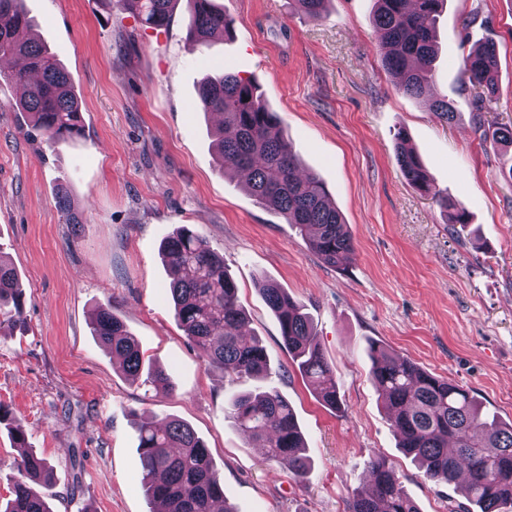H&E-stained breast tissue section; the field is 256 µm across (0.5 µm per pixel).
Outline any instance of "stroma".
I'll list each match as a JSON object with an SVG mask.
<instances>
[{
	"label": "stroma",
	"mask_w": 512,
	"mask_h": 512,
	"mask_svg": "<svg viewBox=\"0 0 512 512\" xmlns=\"http://www.w3.org/2000/svg\"><path fill=\"white\" fill-rule=\"evenodd\" d=\"M232 37L197 47L185 0L153 29L115 0H26L30 38L68 72L83 130L46 142L27 133L22 91L0 80V254L24 287L25 331L0 336V407L27 434L18 448L0 424V504L23 450L52 467L53 512H156L141 484L137 423L188 422L209 448L237 512H347L370 456L387 459L420 512H469L458 483H437L398 446L373 385L378 342L423 370L470 388L512 421V150L474 131L476 91L461 60L497 45L499 122L512 125V0H447L438 25L432 97L452 123L400 93L380 63L374 0H330L312 19L292 0H216ZM229 70L252 79L301 164L342 213L353 258L333 266L295 226L223 174L218 120L198 110L197 86ZM405 132L430 179L412 187L397 158ZM68 185L81 221L56 205ZM440 191L469 213L451 228ZM189 225L224 258L270 368L261 381L207 369L178 326L162 241ZM267 277L310 316L336 372L340 410L324 406L290 363L277 319L257 287ZM138 339L162 393L130 380L92 336L99 305ZM276 388L293 406L312 465L297 478L225 418L232 394Z\"/></svg>",
	"instance_id": "stroma-1"
}]
</instances>
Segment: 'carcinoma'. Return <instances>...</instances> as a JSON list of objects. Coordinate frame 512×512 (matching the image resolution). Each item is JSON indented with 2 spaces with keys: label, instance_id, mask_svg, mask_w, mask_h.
<instances>
[{
  "label": "carcinoma",
  "instance_id": "obj_1",
  "mask_svg": "<svg viewBox=\"0 0 512 512\" xmlns=\"http://www.w3.org/2000/svg\"><path fill=\"white\" fill-rule=\"evenodd\" d=\"M120 6L147 25H169L178 0H118ZM374 24L380 37V62L408 96L426 98L436 60L435 31L446 0H375ZM310 18L321 16L327 0H294ZM188 30L205 46L216 35H230L232 22L214 0H188ZM29 26L24 0H0V58H20L23 67L0 78L25 87L17 108L29 126L47 141L81 135L82 119L67 71L41 43L21 41L19 30ZM497 46L486 41L462 59V72L481 90L476 127L484 142L512 146V126L490 117L499 92ZM198 107L223 117L215 148L223 168L246 173L244 186L261 206L281 214L304 234L317 254L329 263H343L355 246L347 224L316 176L297 174L299 159L280 128L277 113L248 78L224 72L206 78L198 90ZM398 161L405 178L419 191H430L423 164L406 135L397 133ZM436 204L450 223H469L465 208L446 194ZM59 210L69 224L81 220L74 212L67 186L57 194ZM163 253L172 270L170 295L177 322L195 345L206 366L236 378L259 379L268 369L262 341L246 342L247 323L238 287L224 270V257L183 225L169 236ZM260 291L279 322L288 354L320 401L340 406L333 368L325 359L314 327L303 308L277 282L262 277ZM24 323L22 288L13 264L0 255V332ZM93 336L118 358L124 374L139 377L143 358L137 339L107 305L98 306L90 321ZM370 378L398 438V447L414 459L427 478L451 483L464 471L467 494L480 512H512V423H502L483 411L471 390L438 378L415 362L371 344ZM253 446L267 459L301 477L309 470L305 440L296 413L275 390L255 389L236 394L225 410ZM141 482L148 497L165 512H236L229 504L211 454L184 421L142 419L138 426ZM368 468L369 486L356 491L349 512H419L386 460L374 456ZM11 476L12 498L0 512H52L46 496L33 488L49 480L45 458L32 453Z\"/></svg>",
  "mask_w": 512,
  "mask_h": 512
}]
</instances>
